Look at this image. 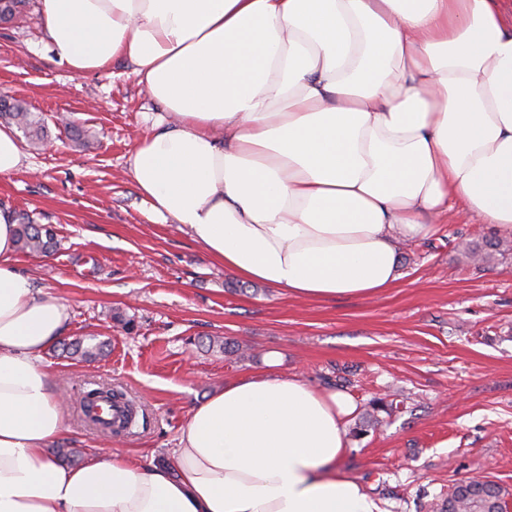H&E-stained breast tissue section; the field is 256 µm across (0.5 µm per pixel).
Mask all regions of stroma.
Listing matches in <instances>:
<instances>
[{
  "mask_svg": "<svg viewBox=\"0 0 512 512\" xmlns=\"http://www.w3.org/2000/svg\"><path fill=\"white\" fill-rule=\"evenodd\" d=\"M45 121L48 138L22 167L0 176V206L49 224L60 242L48 255L16 252L35 289L66 305L62 343L42 354L65 399L60 448L84 464L104 449L168 457L194 405L224 385L278 371L349 394L358 409L376 397L380 413L349 438L343 470L384 512H433L456 482L480 475L500 485L512 512V233L458 215L400 248V279L377 297L297 301L243 280L209 260L188 234L150 219L129 174L139 139L156 120L133 65L114 60L77 75L53 61L39 0L0 22V97ZM69 114L86 131L76 145L55 124ZM489 253L476 264L460 240ZM132 318L117 333L110 314ZM96 337L101 358L67 357L63 343ZM220 336L236 354L209 347ZM104 383L137 408L138 422L107 436L76 403L80 386Z\"/></svg>",
  "mask_w": 512,
  "mask_h": 512,
  "instance_id": "stroma-1",
  "label": "stroma"
}]
</instances>
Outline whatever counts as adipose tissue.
Segmentation results:
<instances>
[{
    "mask_svg": "<svg viewBox=\"0 0 512 512\" xmlns=\"http://www.w3.org/2000/svg\"><path fill=\"white\" fill-rule=\"evenodd\" d=\"M74 74L125 59L178 120L130 165L153 219L300 301L372 298L400 243L462 208L512 231V10L502 0H40ZM0 207V512H383L341 473L356 404L268 371L193 407L165 462L77 467L41 357L68 322Z\"/></svg>",
    "mask_w": 512,
    "mask_h": 512,
    "instance_id": "ef3b65f1",
    "label": "adipose tissue"
}]
</instances>
